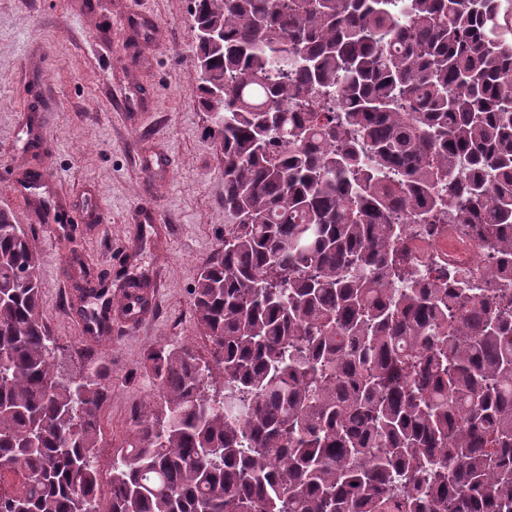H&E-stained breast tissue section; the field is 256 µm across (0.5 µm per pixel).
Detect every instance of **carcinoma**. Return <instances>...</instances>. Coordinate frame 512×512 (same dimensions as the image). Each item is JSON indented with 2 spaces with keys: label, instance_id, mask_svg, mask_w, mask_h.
<instances>
[{
  "label": "carcinoma",
  "instance_id": "carcinoma-1",
  "mask_svg": "<svg viewBox=\"0 0 512 512\" xmlns=\"http://www.w3.org/2000/svg\"><path fill=\"white\" fill-rule=\"evenodd\" d=\"M193 17L220 34L198 40L196 97L234 226L191 292L209 357L147 351L160 416L136 418L102 497L110 389L57 375L40 255L0 209V471L20 476L0 512H512V10ZM406 220L482 225L489 287L408 284Z\"/></svg>",
  "mask_w": 512,
  "mask_h": 512
}]
</instances>
